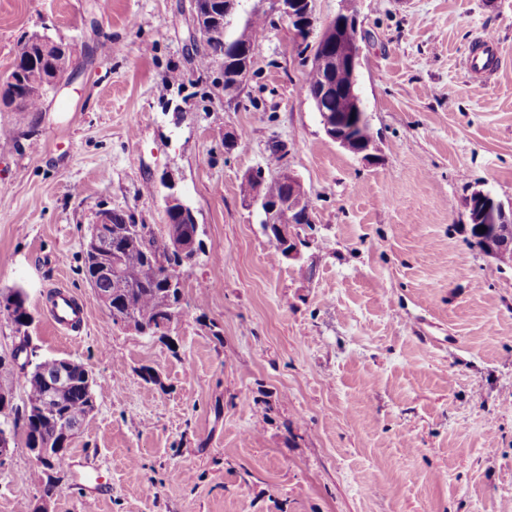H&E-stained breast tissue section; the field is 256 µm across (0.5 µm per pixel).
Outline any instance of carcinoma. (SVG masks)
<instances>
[{
  "instance_id": "1",
  "label": "carcinoma",
  "mask_w": 512,
  "mask_h": 512,
  "mask_svg": "<svg viewBox=\"0 0 512 512\" xmlns=\"http://www.w3.org/2000/svg\"><path fill=\"white\" fill-rule=\"evenodd\" d=\"M341 29L342 40L351 48L360 49L363 36L355 24H343L334 19ZM205 50L199 56L197 68L208 71L217 62L224 67V97L232 102L239 98L242 88L234 78L237 56L232 51L229 36L224 34V13L216 12V18L204 24ZM69 59L67 45L34 33L22 40L17 48L13 70L0 91V102L12 106L18 112H38L51 93L56 78L54 63ZM331 78L338 93H346L351 86V73L341 65L332 73H322L313 68L305 74L303 85L306 96L315 101V107L327 112L339 111L338 99L317 100L318 90L326 78ZM263 194L273 202L286 198L287 188L271 178L262 188ZM191 218L180 215L166 216V232L157 234L149 224H137L123 212H112V224L108 227L110 242L102 249L84 253L83 273L91 288H100L109 294L111 310L109 322L122 323L134 312L141 320L147 336H165L170 328V315L182 307L184 292L169 284L170 274L191 265L200 248H185L180 236L192 228ZM0 300L14 306L13 312L0 309L20 329L27 326L26 297L20 289L0 291ZM65 370L66 388L59 400L49 403L48 414H41L38 403L45 399L55 382V375ZM26 405L22 427L9 425L13 435L23 431L28 448H56L63 444V430L83 426L95 410L94 379L87 375L86 365L69 362L64 367L59 358L44 359L24 374Z\"/></svg>"
}]
</instances>
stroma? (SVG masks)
<instances>
[{"instance_id":"stroma-1","label":"stroma","mask_w":512,"mask_h":512,"mask_svg":"<svg viewBox=\"0 0 512 512\" xmlns=\"http://www.w3.org/2000/svg\"><path fill=\"white\" fill-rule=\"evenodd\" d=\"M193 5L0 0V78L31 34L70 51L42 111L0 104V289L32 316L0 317V351L25 335L94 372L66 459L112 483L87 503L64 469L52 512H512V266L475 246L468 207L481 190L512 211V0H358L364 155L325 135L281 19L227 101ZM485 35L483 81L464 61ZM274 140L312 205L294 259L239 191ZM172 190L201 251L168 336H144L109 323L84 243L104 209L164 231ZM60 286L87 312L74 339L47 322ZM34 470L17 440L0 512H33ZM1 305L5 302V310L0 305V315L6 316L16 326L17 331L27 326L26 315L29 314L26 308V297L21 289H9L8 291H0ZM9 305H13L12 313H8Z\"/></svg>"}]
</instances>
